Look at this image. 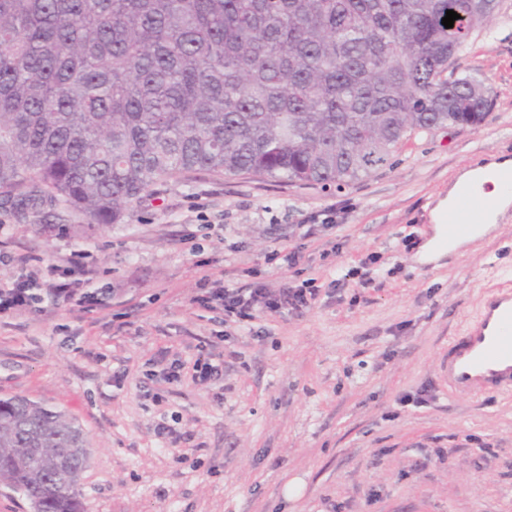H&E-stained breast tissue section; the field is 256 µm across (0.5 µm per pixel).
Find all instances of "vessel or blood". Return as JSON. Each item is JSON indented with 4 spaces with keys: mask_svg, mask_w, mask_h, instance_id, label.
I'll return each mask as SVG.
<instances>
[{
    "mask_svg": "<svg viewBox=\"0 0 512 512\" xmlns=\"http://www.w3.org/2000/svg\"><path fill=\"white\" fill-rule=\"evenodd\" d=\"M476 192L466 185L456 196L445 219L446 240L483 239L490 234L483 211L496 203L485 199L482 210L472 209ZM442 378L457 398L476 399L512 392V289H493L479 317L448 346Z\"/></svg>",
    "mask_w": 512,
    "mask_h": 512,
    "instance_id": "vessel-or-blood-1",
    "label": "vessel or blood"
}]
</instances>
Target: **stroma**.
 I'll return each mask as SVG.
<instances>
[{
	"instance_id": "stroma-1",
	"label": "stroma",
	"mask_w": 512,
	"mask_h": 512,
	"mask_svg": "<svg viewBox=\"0 0 512 512\" xmlns=\"http://www.w3.org/2000/svg\"><path fill=\"white\" fill-rule=\"evenodd\" d=\"M450 70L491 88L487 120L411 135L340 190L193 172L104 229L62 206L0 204L1 254L62 266L85 251L99 294L0 313V398L65 411L90 442L82 512H512V394L458 399L440 379L449 342L512 280V213L419 260L429 205L470 164L512 156V0ZM326 210L335 225L302 237ZM372 255L360 283L351 271ZM308 279L319 293L302 311L228 325L196 302L218 281ZM208 352L209 385L162 380L172 358ZM162 420L179 442L156 435Z\"/></svg>"
}]
</instances>
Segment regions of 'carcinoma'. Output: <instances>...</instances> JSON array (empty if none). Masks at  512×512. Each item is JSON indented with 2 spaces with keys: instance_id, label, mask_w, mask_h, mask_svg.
I'll return each mask as SVG.
<instances>
[{
  "instance_id": "carcinoma-1",
  "label": "carcinoma",
  "mask_w": 512,
  "mask_h": 512,
  "mask_svg": "<svg viewBox=\"0 0 512 512\" xmlns=\"http://www.w3.org/2000/svg\"><path fill=\"white\" fill-rule=\"evenodd\" d=\"M497 0H0V200L105 227L196 171L337 188L412 131L477 127L489 88L448 59ZM465 28L442 24L446 11ZM75 418L0 398V487L81 512Z\"/></svg>"
}]
</instances>
